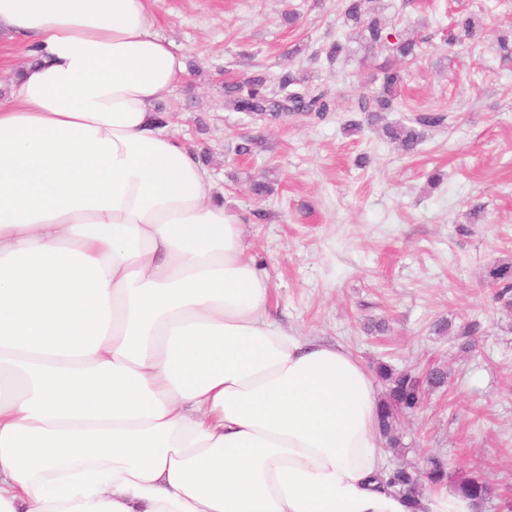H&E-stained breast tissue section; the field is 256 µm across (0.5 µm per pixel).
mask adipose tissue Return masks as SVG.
<instances>
[{"label": "adipose tissue", "mask_w": 512, "mask_h": 512, "mask_svg": "<svg viewBox=\"0 0 512 512\" xmlns=\"http://www.w3.org/2000/svg\"><path fill=\"white\" fill-rule=\"evenodd\" d=\"M0 512H476L383 490L363 362L288 332L198 155L151 0H0ZM23 54L19 46L5 37L0 36V84L1 92L11 80L12 69L23 61Z\"/></svg>", "instance_id": "adipose-tissue-1"}]
</instances>
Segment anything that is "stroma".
<instances>
[{"instance_id": "stroma-1", "label": "stroma", "mask_w": 512, "mask_h": 512, "mask_svg": "<svg viewBox=\"0 0 512 512\" xmlns=\"http://www.w3.org/2000/svg\"><path fill=\"white\" fill-rule=\"evenodd\" d=\"M381 5L424 41L404 66L403 105L386 122L427 109L448 116L414 154L372 129L342 130L389 57L360 47L340 0H156V30L188 73L161 104L169 134L210 171V196L238 216L244 254L267 277L272 310L291 333L342 345L370 369L383 360L419 376L447 370L445 386L401 415L388 469L440 458L480 474L492 492L482 512H502L512 499V302L483 269L512 253V61L491 42L451 48L441 36L462 13L512 25V0ZM292 9L300 18L289 26L282 15ZM336 39L351 53L331 66L317 53ZM286 69L329 89L335 106L325 120L256 127L225 110V84ZM244 138L255 140L253 155L237 153ZM436 169L445 178L434 189L427 176ZM252 180L272 193L254 201ZM470 324L477 332L465 350L460 333Z\"/></svg>"}]
</instances>
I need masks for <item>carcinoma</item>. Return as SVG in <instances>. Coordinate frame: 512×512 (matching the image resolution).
I'll use <instances>...</instances> for the list:
<instances>
[{"label":"carcinoma","instance_id":"1","mask_svg":"<svg viewBox=\"0 0 512 512\" xmlns=\"http://www.w3.org/2000/svg\"><path fill=\"white\" fill-rule=\"evenodd\" d=\"M378 0H343L346 23L358 29L360 40L368 49L379 48L389 53L395 63L382 67L373 76L371 83L377 88L357 98L356 111L364 114V121L349 120L343 130L360 132L363 126H381L382 135L406 154L414 153L423 141V129L444 124L445 114L438 110H427L414 116L410 123H386L384 113L394 112L400 107V92L404 82L400 62L416 60L423 52L424 40L406 38L382 16ZM480 29L479 19L472 14L454 18L443 41L448 47L475 44ZM350 49L336 40L321 49L326 61L334 65L341 57L349 55ZM224 108L244 114L253 125L274 123L287 114L299 113L312 120H324L333 111L328 88L314 86L303 74L283 71L277 77V88L273 89L263 77L254 76L224 86ZM485 276L499 288L500 296L512 295V255L496 258L484 268ZM378 376L387 388L382 398L380 429L386 446L395 449L401 445L397 434L396 420L404 411L419 407L424 386L408 371H398L381 363ZM449 472L439 461L423 473L401 468L387 473L386 484L397 488L398 493L410 502L424 491L423 480L440 485L448 480ZM456 490L481 506L488 496V487L477 475L465 477L457 482Z\"/></svg>","mask_w":512,"mask_h":512}]
</instances>
